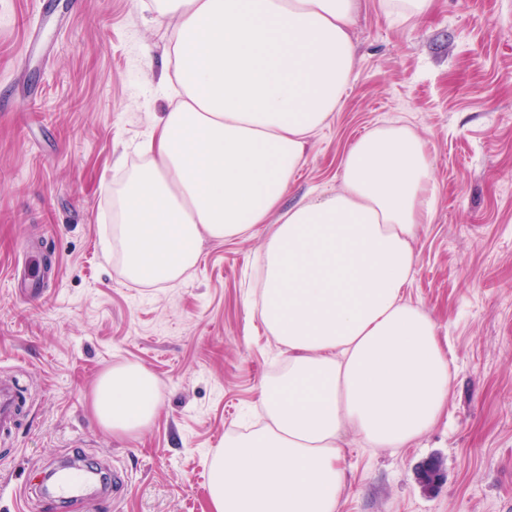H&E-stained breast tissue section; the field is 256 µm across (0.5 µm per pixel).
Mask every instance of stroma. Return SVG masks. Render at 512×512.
Segmentation results:
<instances>
[{
	"instance_id": "1",
	"label": "stroma",
	"mask_w": 512,
	"mask_h": 512,
	"mask_svg": "<svg viewBox=\"0 0 512 512\" xmlns=\"http://www.w3.org/2000/svg\"><path fill=\"white\" fill-rule=\"evenodd\" d=\"M0 0V377L27 394L0 436V512H211L207 461L261 418L281 346L251 301L279 223L204 240L174 285L136 284L112 252L113 165L167 111V33L145 0ZM42 31L46 45L30 43ZM358 66L342 105L311 140L283 207L341 186L344 154L398 121L426 143L437 201L413 241L407 298L429 313L452 383L439 418L399 449L343 439L337 512H512V0H433L390 20L361 0ZM47 257L39 299L14 265ZM136 363L158 383V414L115 435L93 416L99 377ZM439 460L443 477L419 479ZM84 460L118 486L61 506L44 474Z\"/></svg>"
}]
</instances>
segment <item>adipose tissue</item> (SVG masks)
<instances>
[{
    "label": "adipose tissue",
    "instance_id": "obj_1",
    "mask_svg": "<svg viewBox=\"0 0 512 512\" xmlns=\"http://www.w3.org/2000/svg\"><path fill=\"white\" fill-rule=\"evenodd\" d=\"M358 2L153 0L181 92L113 200L121 275L177 282L203 239L241 238L280 215L255 306L286 363L263 385L264 425L226 435L212 455V512H336L344 433L404 447L448 398L436 323L406 298L412 242L436 203L421 138L374 128L343 156L338 191L280 209L356 69ZM157 402L153 375L127 363L101 376L92 410L125 435L152 422Z\"/></svg>",
    "mask_w": 512,
    "mask_h": 512
}]
</instances>
